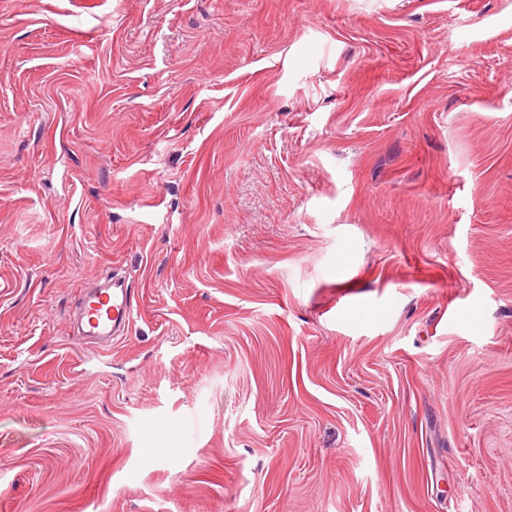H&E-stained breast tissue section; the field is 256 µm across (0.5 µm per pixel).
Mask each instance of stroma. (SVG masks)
I'll return each instance as SVG.
<instances>
[{
	"label": "stroma",
	"instance_id": "1",
	"mask_svg": "<svg viewBox=\"0 0 512 512\" xmlns=\"http://www.w3.org/2000/svg\"><path fill=\"white\" fill-rule=\"evenodd\" d=\"M0 512H512V0H0ZM96 288L86 296L81 312V336L115 335L116 329L130 327L133 316L130 296L123 288Z\"/></svg>",
	"mask_w": 512,
	"mask_h": 512
}]
</instances>
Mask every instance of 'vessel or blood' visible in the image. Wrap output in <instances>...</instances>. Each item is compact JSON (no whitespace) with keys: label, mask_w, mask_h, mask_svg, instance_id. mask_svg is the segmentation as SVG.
I'll return each instance as SVG.
<instances>
[{"label":"vessel or blood","mask_w":512,"mask_h":512,"mask_svg":"<svg viewBox=\"0 0 512 512\" xmlns=\"http://www.w3.org/2000/svg\"><path fill=\"white\" fill-rule=\"evenodd\" d=\"M132 303L126 290L97 288L86 296L81 313L82 333L86 336L115 334L117 328L131 324Z\"/></svg>","instance_id":"1"}]
</instances>
